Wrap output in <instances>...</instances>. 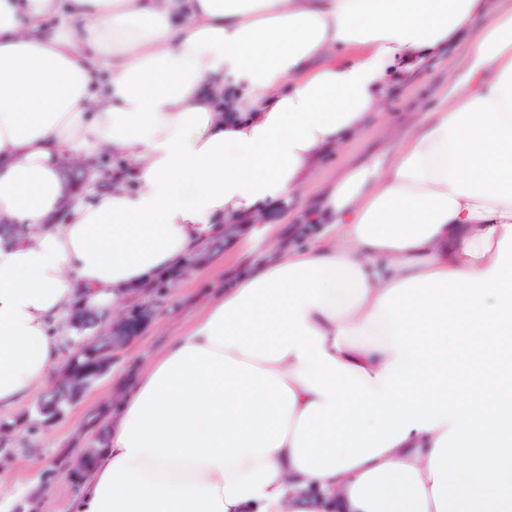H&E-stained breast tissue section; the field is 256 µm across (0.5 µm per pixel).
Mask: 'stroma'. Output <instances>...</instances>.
Wrapping results in <instances>:
<instances>
[{
	"instance_id": "35a3bbf8",
	"label": "stroma",
	"mask_w": 512,
	"mask_h": 512,
	"mask_svg": "<svg viewBox=\"0 0 512 512\" xmlns=\"http://www.w3.org/2000/svg\"><path fill=\"white\" fill-rule=\"evenodd\" d=\"M511 5L512 0H485L470 35L449 43L411 77L394 81L385 111L369 114L360 133L315 164L307 178L306 198L271 201L263 224L237 225L234 235L222 238L220 249L205 252L204 262L187 267L164 294L149 296L151 315L139 335L113 352L108 372L61 419L44 425L33 404L19 409L16 417L21 424L10 434L6 451H0V479L25 489L24 499L34 512H67L79 489L60 463L80 449L95 447L97 434L86 425L89 414L108 401H119L149 359L167 349L205 305L223 293L229 276L244 262L266 258L272 247L283 246L290 227L302 224L306 202H317L348 168L372 154L394 150L423 114L434 109L438 92L460 63L471 35L479 34L502 7Z\"/></svg>"
}]
</instances>
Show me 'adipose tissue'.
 <instances>
[{"label":"adipose tissue","mask_w":512,"mask_h":512,"mask_svg":"<svg viewBox=\"0 0 512 512\" xmlns=\"http://www.w3.org/2000/svg\"><path fill=\"white\" fill-rule=\"evenodd\" d=\"M481 0H0V414L110 314L298 194ZM325 234L144 368L72 512H512V8ZM122 160L83 193L61 161Z\"/></svg>","instance_id":"adipose-tissue-1"}]
</instances>
